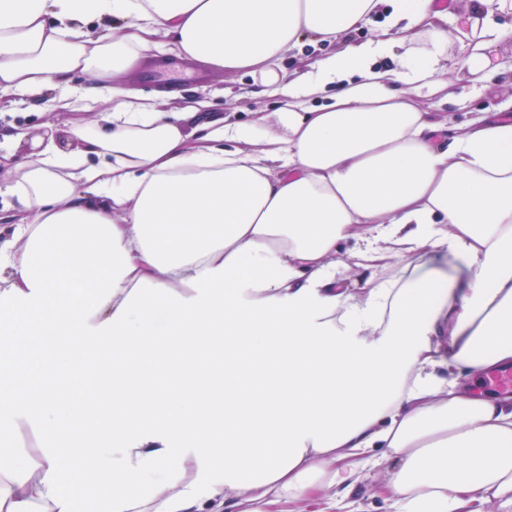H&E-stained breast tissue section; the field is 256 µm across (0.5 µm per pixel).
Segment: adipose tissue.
I'll list each match as a JSON object with an SVG mask.
<instances>
[{
    "label": "adipose tissue",
    "instance_id": "adipose-tissue-1",
    "mask_svg": "<svg viewBox=\"0 0 512 512\" xmlns=\"http://www.w3.org/2000/svg\"><path fill=\"white\" fill-rule=\"evenodd\" d=\"M511 3L452 33L434 0H0V100L100 114L0 138V512H267L376 460L395 512H512V394L472 391L512 366V118L449 137L406 91L455 39L499 84ZM378 15L426 41H350ZM163 46L276 111L164 109L125 81ZM320 52L313 50L311 47H305L304 53L296 50L287 53L283 58L281 65L289 74L297 71V73L312 70V64L319 57Z\"/></svg>",
    "mask_w": 512,
    "mask_h": 512
}]
</instances>
